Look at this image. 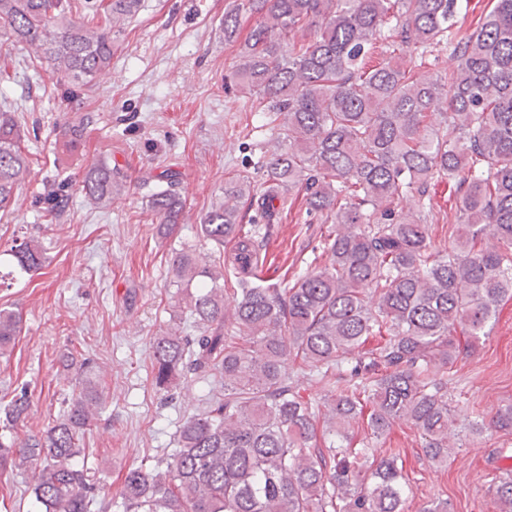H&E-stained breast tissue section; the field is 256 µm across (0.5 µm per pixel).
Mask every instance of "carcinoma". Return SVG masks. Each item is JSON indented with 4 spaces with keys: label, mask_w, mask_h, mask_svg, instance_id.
<instances>
[{
    "label": "carcinoma",
    "mask_w": 512,
    "mask_h": 512,
    "mask_svg": "<svg viewBox=\"0 0 512 512\" xmlns=\"http://www.w3.org/2000/svg\"><path fill=\"white\" fill-rule=\"evenodd\" d=\"M139 0H0V39L19 45L53 75L67 98L110 70L117 36L108 19ZM493 7L471 32H452L462 0H232L224 39L241 15L258 24L226 75L248 91L259 112L280 118L282 138L262 162L265 185L238 170L224 181V202L201 218L216 248L233 243L238 275L224 299V267L183 250L173 259L187 285L195 336L170 331L153 343V381L168 390L191 374L224 375V399L187 417L163 472L125 475L122 512H400L407 483L397 456L379 459L359 482L374 445L356 449L351 423L367 418L373 438L396 420L410 423L426 457L448 463V383L460 341L474 348L498 309L512 300V0ZM452 46L454 65L424 74L429 56ZM415 56L411 66L400 62ZM89 118L66 122L80 138ZM15 112L0 107V210L31 177ZM121 168L99 159L81 180L93 204L112 200ZM166 187L147 208L170 232L180 223L181 173L165 169ZM448 185L458 225L433 244L429 215L399 208L431 200ZM64 181L47 182L36 202L59 214ZM302 195L306 213L332 224L329 263L275 282L261 276V252L283 192ZM265 224H244L240 204ZM20 271L39 270L34 240L11 246ZM22 316L0 310V348L21 331ZM318 377L329 406L319 444V408L300 394L290 363ZM100 397L90 386L72 397L64 419L18 444L11 431L30 409L25 390L0 410V471L40 464L38 512H91L94 483L78 462L80 436ZM512 431V404L490 422ZM501 512H512V477L499 480Z\"/></svg>",
    "instance_id": "obj_1"
}]
</instances>
